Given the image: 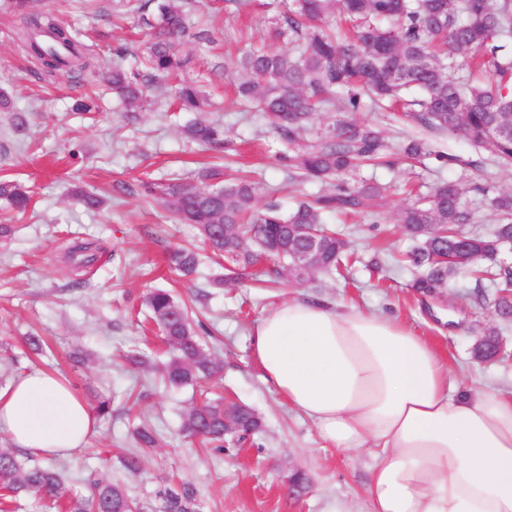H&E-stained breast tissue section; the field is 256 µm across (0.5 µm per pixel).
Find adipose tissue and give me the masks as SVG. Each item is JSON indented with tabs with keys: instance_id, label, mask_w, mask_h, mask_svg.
<instances>
[{
	"instance_id": "ef3b65f1",
	"label": "adipose tissue",
	"mask_w": 512,
	"mask_h": 512,
	"mask_svg": "<svg viewBox=\"0 0 512 512\" xmlns=\"http://www.w3.org/2000/svg\"><path fill=\"white\" fill-rule=\"evenodd\" d=\"M250 345L326 446L368 455L366 512H512V396L461 389L404 322L290 297L257 320ZM98 420L52 373L0 388V430L45 460L85 447Z\"/></svg>"
}]
</instances>
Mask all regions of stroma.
Segmentation results:
<instances>
[{"label":"stroma","mask_w":512,"mask_h":512,"mask_svg":"<svg viewBox=\"0 0 512 512\" xmlns=\"http://www.w3.org/2000/svg\"><path fill=\"white\" fill-rule=\"evenodd\" d=\"M268 2L225 0L221 11L200 9L190 36L175 47L177 55L192 57L185 77L198 81L209 119L224 125L223 148L204 151L181 138L178 126L190 116L172 114L161 92L150 91V106L130 120L105 86L76 73L44 71L20 39L19 16L0 0V88L29 128L25 140H18L11 114L0 112V177L19 179L33 194L26 212L0 210V223L15 227L12 238L0 242V388L41 369L67 380L89 405L111 396L112 413L100 420L86 447L54 461L74 492H86L85 479L96 472L141 500L164 485L194 484L200 512H365L367 457H340L323 447L314 425L263 381L252 357L253 325L290 296L396 317L438 349L462 386L512 392V354L487 363L472 357L474 341L490 330L512 351V320L493 317L479 304L481 295H494L493 286L480 289L475 280L458 276L449 287L423 294L413 286L417 270L398 264L416 244L395 221L410 188L425 193L444 181L463 182L474 209L471 229L478 233L489 232L495 222L481 202V188L512 192V167L496 164L462 133L424 135L410 119L381 109L361 112L394 147L386 164L360 174L384 184L387 196L377 217L335 218L353 255L336 275L293 281L281 274L283 260L264 257L239 284L218 289L207 282L218 269L207 251L192 279L171 270L170 249L197 243V233L143 197L144 175L164 179L220 162L226 178L250 175L259 202L274 201L286 211L322 190L289 180L278 135L259 113L233 100L235 62L249 46L270 40L277 24ZM33 8L78 29L99 71L117 61L136 66L149 41L147 27L123 14L117 0H33ZM85 96L97 97L98 114L73 112L74 101ZM419 134L430 155L413 160L399 154V146ZM77 187L102 194L103 209L86 211L71 195ZM94 239L103 240L106 250L83 271L86 286L72 287L75 274L66 253ZM154 288L188 302L209 329L224 365L221 384L210 392L260 416L263 430L254 440L218 453L183 439L182 415L194 390L160 385L150 370L164 354L144 321V297ZM29 335L45 339L42 355L26 349ZM131 355L140 357V365L128 363ZM141 423L165 445L147 455L142 475L134 478L120 458L134 451L131 432ZM298 471L309 484L293 495L289 479Z\"/></svg>","instance_id":"stroma-1"}]
</instances>
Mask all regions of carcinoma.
<instances>
[{"label":"carcinoma","mask_w":512,"mask_h":512,"mask_svg":"<svg viewBox=\"0 0 512 512\" xmlns=\"http://www.w3.org/2000/svg\"><path fill=\"white\" fill-rule=\"evenodd\" d=\"M30 0H12L20 13L21 36L29 52L50 73L68 68L89 69L88 47L75 30L29 9ZM194 0H154V15L145 20L151 41L142 66L154 79L175 80L174 102L182 112L203 111V98L194 82L178 79L189 63L174 52L175 42L189 31ZM347 22L343 37L329 28L330 18ZM272 37L281 46L261 47L242 54L236 63L237 94L252 105L288 146V168L299 181L325 184L328 189L300 202L285 213L275 202H257L256 184L246 179L224 181L212 167L200 174L202 184L180 178L145 181L146 197L156 200L182 224L192 225L203 244L224 256L225 270L246 268L259 255L246 249L253 226L261 225L254 239L270 256L288 259L287 274L302 280L331 273L348 261L347 243L325 227L333 213L372 214L380 206L386 187L373 180L350 186L347 178L362 167L375 165L390 149L382 132L356 118L367 108L403 103L406 113L425 131L461 132L500 164L512 166V135L497 129L512 121V0H291L281 13ZM461 57L469 73L492 71L495 85L485 86L448 73ZM128 112L147 102L145 75L119 63L104 75ZM343 114L329 131L310 144L302 137L323 107ZM182 135L199 145L224 143V127L201 116L182 127ZM410 158L429 154L427 143L417 137L400 147ZM488 208L496 215L489 234L466 232L472 223L467 190L459 183L437 185L425 199L408 203L397 223L409 234L422 237L407 262L422 273L413 287L431 293L441 282L468 273L481 283L488 275L496 283L492 300L500 318L512 313V262L500 253L512 247V193L481 189ZM73 196L87 210L101 209L105 199L77 188ZM32 203L30 190L17 179L0 178V206L22 212ZM316 232L315 263L298 270L294 254L308 248L303 225ZM426 224L448 225V235L428 236ZM103 248L90 242L70 248V263L80 269L93 264ZM448 254V267L429 263L431 254ZM493 263L492 271L478 268L479 261ZM170 267L184 277L194 276L200 254L175 246L169 252ZM169 358L156 366L161 381L171 387L196 386L217 376L223 365L209 351L187 305L170 292L153 289L145 297ZM481 360L497 357L494 340L479 338L473 347ZM262 427L249 407L223 399L191 403L184 415L183 433L217 452L228 440L240 443ZM141 448H156L158 440L146 426L134 428ZM0 491L8 501L30 498L41 512H199L197 490L183 484L164 487L149 500L130 497L106 478L88 482V492L78 494L66 485L55 467L44 465L14 448H0Z\"/></svg>","instance_id":"1"}]
</instances>
